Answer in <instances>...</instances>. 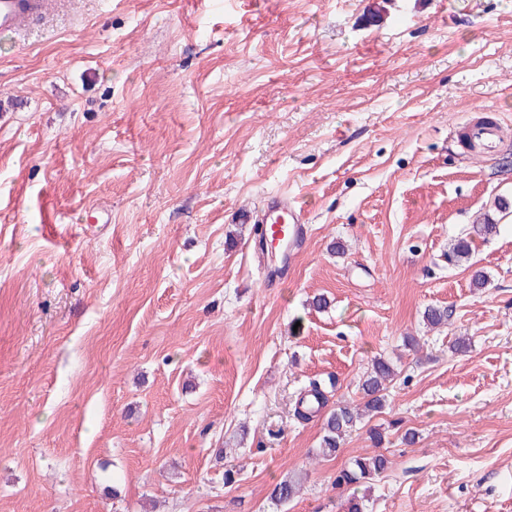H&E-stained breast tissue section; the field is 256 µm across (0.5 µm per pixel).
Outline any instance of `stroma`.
Listing matches in <instances>:
<instances>
[{
    "mask_svg": "<svg viewBox=\"0 0 512 512\" xmlns=\"http://www.w3.org/2000/svg\"><path fill=\"white\" fill-rule=\"evenodd\" d=\"M277 192L304 235L271 284L235 216ZM502 199L512 0H71L1 32L0 512H512ZM376 356L383 412L323 456L298 393L360 402ZM388 459L381 454L370 457H356L349 468L341 469L336 475V486H350L364 482L370 483L388 468Z\"/></svg>",
    "mask_w": 512,
    "mask_h": 512,
    "instance_id": "obj_1",
    "label": "stroma"
}]
</instances>
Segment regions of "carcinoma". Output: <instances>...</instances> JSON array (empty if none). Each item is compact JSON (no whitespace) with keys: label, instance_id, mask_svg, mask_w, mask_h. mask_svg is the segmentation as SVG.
Here are the masks:
<instances>
[{"label":"carcinoma","instance_id":"carcinoma-1","mask_svg":"<svg viewBox=\"0 0 512 512\" xmlns=\"http://www.w3.org/2000/svg\"><path fill=\"white\" fill-rule=\"evenodd\" d=\"M423 320L433 327L448 324V309L429 307L423 313ZM393 368L389 361L382 357L371 360L370 372L361 383L363 405H338L327 409L328 396L321 385L314 382L296 401L295 413L303 420L316 416L323 417L322 451L333 456L343 447L346 435L356 426L357 421L366 415L379 413L383 409L385 399V383L392 377ZM388 459L381 455L357 457L352 460L349 468L341 469L336 475L335 484L350 486L352 484L374 480L388 468ZM296 483L286 478L277 482L270 498L278 505L288 504L296 495Z\"/></svg>","mask_w":512,"mask_h":512}]
</instances>
